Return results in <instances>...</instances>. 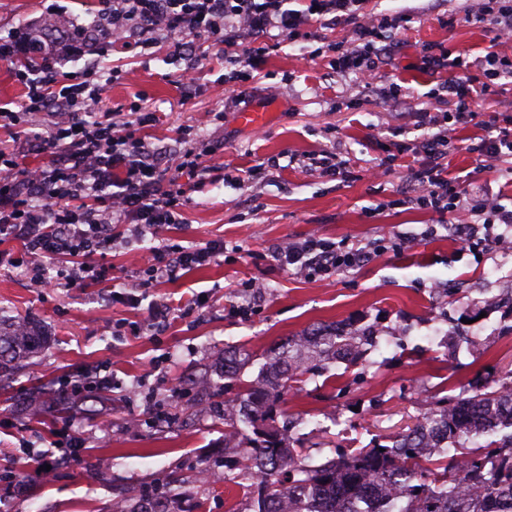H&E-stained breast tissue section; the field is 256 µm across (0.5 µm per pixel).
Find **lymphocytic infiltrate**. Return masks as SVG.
Instances as JSON below:
<instances>
[{
	"mask_svg": "<svg viewBox=\"0 0 512 512\" xmlns=\"http://www.w3.org/2000/svg\"><path fill=\"white\" fill-rule=\"evenodd\" d=\"M290 2L102 0L92 25L49 36L45 29L50 20L42 17L25 33L0 38V61H28L14 73L25 89L21 109L0 106L1 128L20 124L26 130L19 147L0 148V236L21 243L13 264L47 286L54 283L48 267L58 260L70 265L68 287L112 281V266L101 255L112 246L113 225L131 224L137 232L155 235L165 225L181 223L195 181L206 172L209 147L185 144L177 164H169L143 133L155 124V113L141 108L130 119L103 110L102 74L90 68L83 81L72 82L64 70L70 55L100 56L134 46L147 50L164 43L184 60L183 77L213 54L249 72L262 62L271 30L295 42L310 39L311 26L345 24L347 36L327 44L335 54L334 67L369 84L398 49L393 32L400 20L374 21L367 15L368 0H298L295 9ZM419 60L423 71H445L449 78L438 89L444 111L422 107L413 113L422 135L412 147L417 166L408 172L401 201L441 217L456 215L452 232L463 245L492 246L496 235L479 234L470 214H487L511 225L512 209L486 191L469 198L457 195L444 176L445 160L452 121L471 111L476 99L491 95L495 82L512 74V62L489 53L476 63L466 53L452 56L434 43L422 47ZM22 152L46 155L47 161L19 166ZM223 252L219 244L188 249L161 243L149 258L142 286L208 265ZM275 256L282 267L328 278L364 263L371 253L314 235L277 248Z\"/></svg>",
	"mask_w": 512,
	"mask_h": 512,
	"instance_id": "lymphocytic-infiltrate-1",
	"label": "lymphocytic infiltrate"
}]
</instances>
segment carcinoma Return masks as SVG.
Instances as JSON below:
<instances>
[{
  "label": "carcinoma",
  "mask_w": 512,
  "mask_h": 512,
  "mask_svg": "<svg viewBox=\"0 0 512 512\" xmlns=\"http://www.w3.org/2000/svg\"><path fill=\"white\" fill-rule=\"evenodd\" d=\"M366 338L343 330L309 332L285 339L273 351L261 382L249 384L224 409V468L236 472L255 495L254 512H405L398 498L417 502L418 512H512V387L476 386L454 402L425 413L389 445L338 454L311 465L294 448L276 414L298 376L321 362H354ZM37 326L0 323V366L44 347ZM244 362L224 353L221 377L237 379ZM440 434L459 444L451 456L429 447ZM491 436L486 445L468 447Z\"/></svg>",
  "instance_id": "carcinoma-1"
}]
</instances>
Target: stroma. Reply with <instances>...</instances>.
I'll list each match as a JSON object with an SVG mask.
<instances>
[{"label": "stroma", "mask_w": 512, "mask_h": 512, "mask_svg": "<svg viewBox=\"0 0 512 512\" xmlns=\"http://www.w3.org/2000/svg\"><path fill=\"white\" fill-rule=\"evenodd\" d=\"M471 0H371L376 17H410L399 34L395 61L385 68L402 86L399 101L363 91L355 75L331 68L315 55L316 41H281L270 48L247 83L243 99L224 81L222 62L202 68L195 85L179 80L180 60L167 46L151 55L115 52L69 61L81 77L90 65L110 76L104 109L129 112L139 105L159 120L149 141L178 154L182 131L199 142L220 140L224 150L190 194L184 221L163 236L187 247L224 243L226 259L141 290L142 259L159 240L131 235L116 225L109 260L110 284L40 288L12 263L0 264V317L25 316L49 340L37 354L0 375V512H139L147 485L165 486L179 474L208 469V483L179 498L181 512H252L251 496L226 481L224 418L197 384L215 373L225 348L246 350L251 360L224 399L256 380L275 343L324 325L371 331L373 340L353 363L329 362L304 375L285 407L289 434L316 464L348 448L386 443L438 401L457 397L472 384L510 386L512 378V251L468 248L449 237L436 214L400 204L411 153L420 132L407 113L430 100L444 82L418 67L423 44H441L470 57L494 50L512 56V43L497 42L483 23L463 22ZM58 26L91 24L97 0H0V36L25 28L46 11ZM512 104V79L500 80L491 99L478 102L459 125L450 149L448 177L455 191L475 187L512 205V163L481 160L468 153L471 139L486 137L500 107ZM267 107L258 130L239 126L235 112ZM222 113L223 122L213 120ZM333 148L350 161L341 181L307 170L310 155ZM398 153L399 165L376 180L370 169ZM249 182L239 183L243 170ZM332 241L374 248L361 266L328 279L282 270L273 246L297 242L312 232ZM141 295L132 306L113 291ZM205 296V307L175 320L166 331L144 330L147 305L167 297L188 302ZM256 307L247 317L235 309L248 296ZM125 335L112 333L114 324ZM111 373L114 385L85 390L86 406L58 402V389L83 371ZM82 440L77 457H63L67 431ZM50 475L36 474L40 465ZM22 480L24 492L10 485Z\"/></svg>", "instance_id": "35a3bbf8"}]
</instances>
